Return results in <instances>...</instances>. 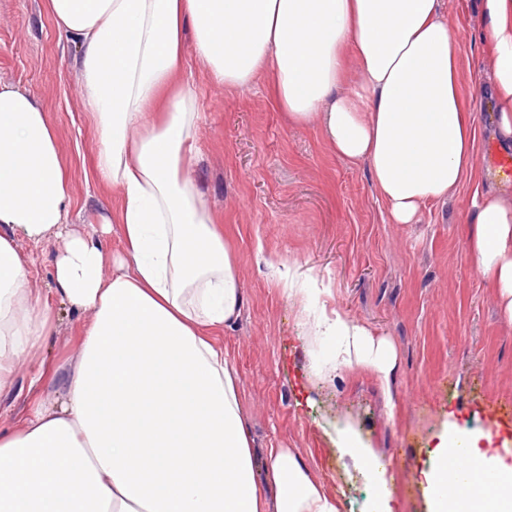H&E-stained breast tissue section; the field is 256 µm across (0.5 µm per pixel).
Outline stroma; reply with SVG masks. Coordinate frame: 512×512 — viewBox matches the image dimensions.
I'll list each match as a JSON object with an SVG mask.
<instances>
[{"instance_id": "obj_1", "label": "stroma", "mask_w": 512, "mask_h": 512, "mask_svg": "<svg viewBox=\"0 0 512 512\" xmlns=\"http://www.w3.org/2000/svg\"><path fill=\"white\" fill-rule=\"evenodd\" d=\"M444 4L459 29L465 84H487L491 60L472 0ZM77 55L45 0H0V82L42 103L67 163L70 221L90 233L119 194L94 175L101 142L83 103ZM184 74L198 112V156L188 175L224 222L244 294L241 316L222 339L241 377L257 455L297 449L340 512H430L422 474L448 429L488 434L499 452L512 450V437L496 432L484 411L512 400V325L469 253L471 189L425 207L417 223H387L367 168L330 153L315 127L290 125L263 85L224 90L191 50ZM62 246L20 244L33 260L30 286L57 328L38 359L19 361L11 393L0 396L4 432L34 398L30 379L52 389L57 367L79 351L85 315L52 291V259ZM286 263L310 272L308 292L283 293ZM324 311L390 344L389 385L366 371L312 374L333 342L307 337L304 320ZM344 431L386 465V500H376L371 477L341 456Z\"/></svg>"}]
</instances>
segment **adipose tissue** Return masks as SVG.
I'll use <instances>...</instances> for the list:
<instances>
[{
	"label": "adipose tissue",
	"instance_id": "adipose-tissue-1",
	"mask_svg": "<svg viewBox=\"0 0 512 512\" xmlns=\"http://www.w3.org/2000/svg\"><path fill=\"white\" fill-rule=\"evenodd\" d=\"M80 48L100 184L116 218L72 230L67 167L42 105L0 83V391L56 330L28 288L18 240L55 238L57 295L77 311L80 352L55 391L0 432V512H339L301 454L258 463L240 378L217 336L243 304L224 228L187 175L198 114L182 87L194 46L226 90L265 80L271 105L366 167L389 223L455 195L477 168L475 96L443 0H47ZM493 59L499 141L512 142V0H476ZM466 219L475 266L512 321V195L476 190ZM119 230L122 251L106 237ZM331 370L389 383L390 346L341 313L320 315ZM463 444L465 456L453 450ZM340 446L385 496L386 468L351 436ZM431 512H512V465L480 436L447 432L426 473Z\"/></svg>",
	"mask_w": 512,
	"mask_h": 512
}]
</instances>
